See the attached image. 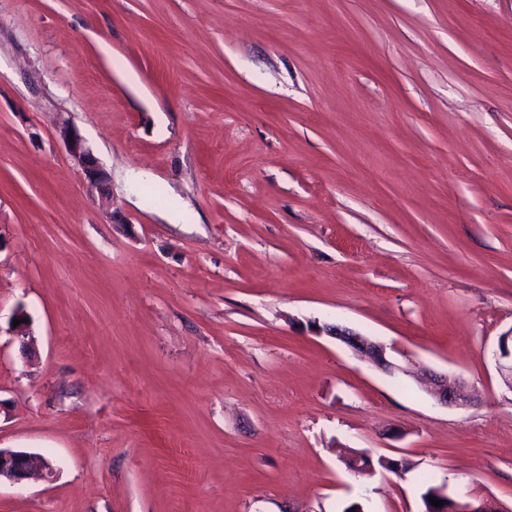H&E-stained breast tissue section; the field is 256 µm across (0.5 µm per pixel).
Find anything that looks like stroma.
<instances>
[{"label": "stroma", "mask_w": 512, "mask_h": 512, "mask_svg": "<svg viewBox=\"0 0 512 512\" xmlns=\"http://www.w3.org/2000/svg\"><path fill=\"white\" fill-rule=\"evenodd\" d=\"M511 328L512 0H0V512H512ZM60 135L66 143L71 155L82 167L89 187L97 190L102 198L108 199V176L99 165L96 158L84 147L80 136L68 125L61 127ZM319 332L331 336L350 349L357 357L370 363L375 369L394 374L401 368L394 362L386 344L365 336L355 329L339 324H324L319 327ZM493 358L503 379L512 390V330L499 337ZM419 379L429 387L431 396L439 404L445 406L462 405V385L457 377L424 370ZM53 471L46 457L31 452L0 448V484L2 479L14 484L34 477H46ZM426 487L425 491L421 494V499L424 505V512H507V511H498V508L495 507L491 502L488 501H474L471 499H464L461 497H452L448 495L447 492L444 491L445 505L442 511H436L432 506V503L429 501V497L436 498L440 500L442 497L439 496V492L445 488V484L442 485H433L430 483L429 479H426L424 482Z\"/></svg>", "instance_id": "35a3bbf8"}]
</instances>
